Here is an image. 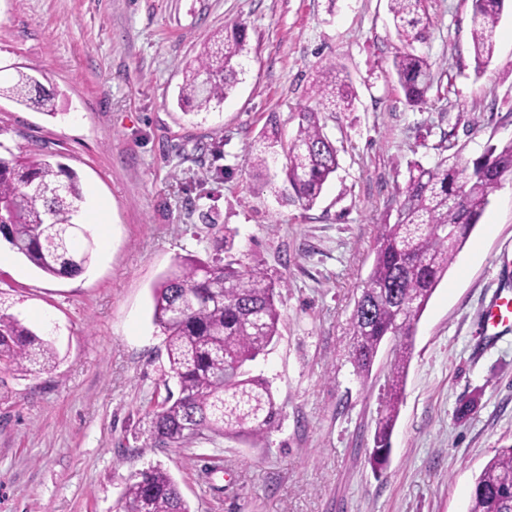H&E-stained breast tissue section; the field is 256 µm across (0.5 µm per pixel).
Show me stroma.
<instances>
[{"label": "stroma", "mask_w": 512, "mask_h": 512, "mask_svg": "<svg viewBox=\"0 0 512 512\" xmlns=\"http://www.w3.org/2000/svg\"><path fill=\"white\" fill-rule=\"evenodd\" d=\"M0 0V83L35 76L58 113L0 95V144L74 171L93 258L50 277L0 242V305L50 339L56 367L0 366V512H116L131 474L162 465L192 512H468L477 476L512 445V326L481 317L512 291V178L490 203L416 325L391 455L373 473L392 343L369 378L350 321L393 222L410 162L445 143L467 159L512 140V12L476 74L471 0H427L423 51L439 86L410 107L391 71L387 0ZM247 27L234 93L208 116L177 104L183 69L214 31ZM336 64L351 112L324 113L338 168L309 208L282 200L281 165L253 169L262 130L296 132L318 67ZM108 221L95 225L98 202ZM232 232L233 258L281 288L279 336L252 365L281 411L259 447L204 433L186 448L134 439L168 374L152 288L178 258ZM469 413L461 408L467 402Z\"/></svg>", "instance_id": "1"}]
</instances>
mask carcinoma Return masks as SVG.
<instances>
[{"instance_id": "1", "label": "carcinoma", "mask_w": 512, "mask_h": 512, "mask_svg": "<svg viewBox=\"0 0 512 512\" xmlns=\"http://www.w3.org/2000/svg\"><path fill=\"white\" fill-rule=\"evenodd\" d=\"M509 0H472L471 38L475 72L492 63L496 29ZM398 41L392 65L406 103H424L432 86L430 58L416 44L432 26L425 0H389ZM244 24L217 32L185 68L180 102L198 116L224 103L244 73ZM19 103L56 115L53 95L33 77L20 74L6 89ZM355 95L333 64L317 71L311 103L298 113L294 136L262 135L253 167L267 168L283 153L284 183L306 208L320 197L337 168V150L324 133L320 115L349 112ZM434 166L410 165L399 192L394 223L380 225L371 272L351 317L350 360L355 372L370 374L381 344L398 338L392 350L383 414L374 434L370 462L382 468L391 452L411 360L416 324L448 273L456 254L490 203V195L512 176V140L491 144L471 161L460 151ZM83 193L78 177L60 162L37 154L0 155V236L10 248L49 276L82 272L94 252L91 239L78 242L75 222ZM233 248L217 240L206 259L188 255L177 261L153 289L154 320L165 335L172 393L144 412L136 435L157 448L179 447L207 431L257 445L280 423L269 383L250 365L266 354L278 335L281 313L276 283L259 268L221 252ZM57 353L48 339L0 310V365L21 372L46 371ZM119 512H191L171 474L160 466L142 471L124 486ZM468 512H512V446L499 448L475 481Z\"/></svg>"}]
</instances>
